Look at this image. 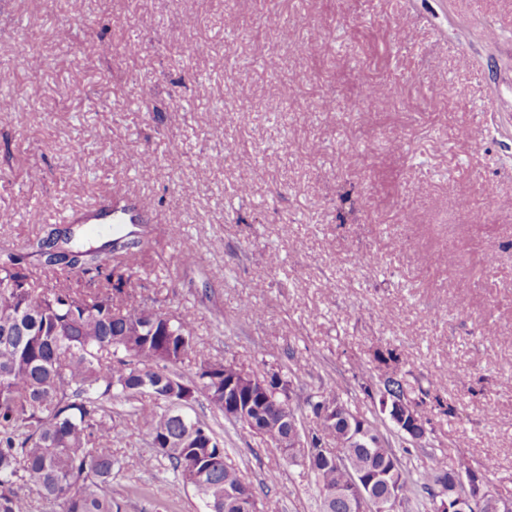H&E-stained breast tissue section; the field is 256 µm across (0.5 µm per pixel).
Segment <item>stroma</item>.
<instances>
[{
    "label": "stroma",
    "mask_w": 512,
    "mask_h": 512,
    "mask_svg": "<svg viewBox=\"0 0 512 512\" xmlns=\"http://www.w3.org/2000/svg\"><path fill=\"white\" fill-rule=\"evenodd\" d=\"M133 38L140 52L123 53ZM383 79L377 111L352 108ZM2 94L27 112H0V250L95 205L109 177L158 239L137 298L194 317L203 353L282 367L301 434L316 427L308 398L335 395L408 467L463 458L512 501V0H85L75 16L0 0ZM174 145L188 169L168 165ZM146 153L156 164L141 166ZM387 348L412 384L448 379L454 411L425 398L417 445L361 389ZM187 409L280 512H320L305 466ZM120 428L125 512H206L194 492L172 497L165 461L142 468L154 450L136 419Z\"/></svg>",
    "instance_id": "obj_1"
}]
</instances>
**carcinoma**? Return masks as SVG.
<instances>
[{
  "mask_svg": "<svg viewBox=\"0 0 512 512\" xmlns=\"http://www.w3.org/2000/svg\"><path fill=\"white\" fill-rule=\"evenodd\" d=\"M389 92L388 83L378 81L365 100L377 107ZM137 226L128 231L118 225L108 239L91 241L74 223L25 252H0V512H30L32 494L60 512H123L124 501L112 494V472L120 465L112 448L117 424L105 400L131 405L129 415L142 423L156 456L174 473L173 496L190 489L207 512H272V504L258 499L239 469L224 461V437L168 399L177 387L224 412V383L235 377L236 363L202 358L184 379L176 368L195 351L194 319L165 310L158 300L125 304L137 257L152 244L143 217ZM74 271L80 276L73 283ZM266 374L269 393L291 392L282 367ZM445 386L438 380L416 388L397 368L364 391L380 406L387 395L432 394L450 414L452 405L438 396ZM144 397L150 404H137ZM326 400H307L317 420L314 443L330 442L344 430L321 419ZM253 409L256 424L241 427L270 441L295 417L293 406L284 411L267 396H255ZM361 425L366 434L341 452L361 468L391 466L396 454L389 440L359 415ZM313 476L323 501L349 482L348 472L335 466ZM446 490L448 469L414 472L400 463L394 490L381 483L375 494H395L403 509L419 491L435 507Z\"/></svg>",
  "mask_w": 512,
  "mask_h": 512,
  "instance_id": "1",
  "label": "carcinoma"
}]
</instances>
